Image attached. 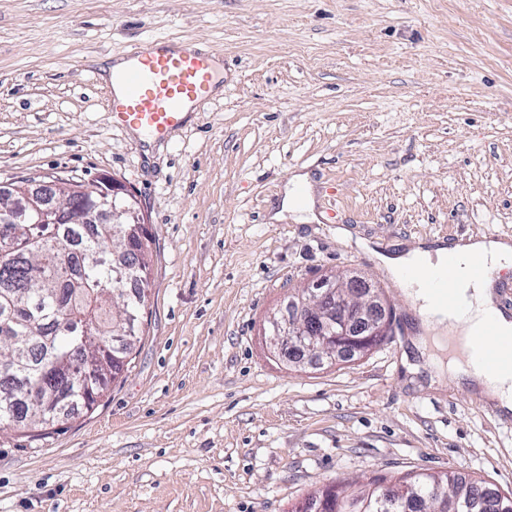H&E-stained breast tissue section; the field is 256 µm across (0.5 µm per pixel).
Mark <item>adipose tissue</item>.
<instances>
[{
  "label": "adipose tissue",
  "instance_id": "adipose-tissue-1",
  "mask_svg": "<svg viewBox=\"0 0 512 512\" xmlns=\"http://www.w3.org/2000/svg\"><path fill=\"white\" fill-rule=\"evenodd\" d=\"M457 257L453 283L463 297L461 314H449L445 318H429L430 299L420 290H408L407 295L419 315L423 317L426 330L417 348L426 359L430 380L445 377L467 380L471 386L480 391L493 394L502 412L512 411V378L507 376L492 377L487 372L474 367L469 358L470 348L475 337L483 333V325L489 310H492L488 283L470 275L474 258H481L489 267L507 269L512 267V244L499 240H477L455 249L436 247L417 249L396 256L384 257V265L394 273H401L408 268L429 269L438 266L448 253ZM464 323L462 338L457 339L454 348H447V336L440 329L445 324Z\"/></svg>",
  "mask_w": 512,
  "mask_h": 512
}]
</instances>
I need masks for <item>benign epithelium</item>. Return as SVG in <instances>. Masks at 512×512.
Here are the masks:
<instances>
[{
  "label": "benign epithelium",
  "mask_w": 512,
  "mask_h": 512,
  "mask_svg": "<svg viewBox=\"0 0 512 512\" xmlns=\"http://www.w3.org/2000/svg\"><path fill=\"white\" fill-rule=\"evenodd\" d=\"M56 182L29 181L21 200L0 216V237L13 232V224H57L68 219L75 224H113L129 236L126 224H142L144 217L136 200L122 206L113 203L126 188L110 174L96 179L95 195H85L82 208L65 210L56 197ZM322 292L312 300L297 303L293 317L271 323L272 345L279 353L306 350L316 360H335L361 354L377 345L390 331L385 303L378 291L356 276L325 278Z\"/></svg>",
  "instance_id": "1"
}]
</instances>
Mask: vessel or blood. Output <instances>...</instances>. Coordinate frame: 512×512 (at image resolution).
Segmentation results:
<instances>
[{
  "instance_id": "vessel-or-blood-1",
  "label": "vessel or blood",
  "mask_w": 512,
  "mask_h": 512,
  "mask_svg": "<svg viewBox=\"0 0 512 512\" xmlns=\"http://www.w3.org/2000/svg\"><path fill=\"white\" fill-rule=\"evenodd\" d=\"M125 67L108 84L107 110L115 123L161 136L179 127L191 104L211 95L216 71L212 58L199 49L169 41H153L130 49ZM451 265L437 270L407 269L401 283L425 289L437 312L459 308L452 288ZM496 313H488L485 333L490 343L472 353L482 368L512 373V338L496 335Z\"/></svg>"
}]
</instances>
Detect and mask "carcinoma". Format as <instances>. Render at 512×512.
I'll return each instance as SVG.
<instances>
[{
	"mask_svg": "<svg viewBox=\"0 0 512 512\" xmlns=\"http://www.w3.org/2000/svg\"><path fill=\"white\" fill-rule=\"evenodd\" d=\"M20 236L0 245V430L49 425L46 409L92 408L103 395L96 380L112 374V349L131 361L143 329L126 334V299L112 283L114 256L140 253L149 269L151 239L141 228L131 244L98 224H21ZM483 494L492 512H512V497L455 475L416 476L392 490L382 512H467Z\"/></svg>",
	"mask_w": 512,
	"mask_h": 512,
	"instance_id": "obj_1",
	"label": "carcinoma"
}]
</instances>
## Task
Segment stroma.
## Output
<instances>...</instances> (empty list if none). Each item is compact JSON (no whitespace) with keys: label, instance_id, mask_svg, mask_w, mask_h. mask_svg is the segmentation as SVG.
Here are the masks:
<instances>
[{"label":"stroma","instance_id":"obj_1","mask_svg":"<svg viewBox=\"0 0 512 512\" xmlns=\"http://www.w3.org/2000/svg\"><path fill=\"white\" fill-rule=\"evenodd\" d=\"M158 37L211 51L224 91L148 143L94 61ZM102 173L152 237L145 333L94 410L0 434V512H297L409 473L512 495V413L412 372L380 262L512 242V0H0V183ZM301 174L315 221H274ZM336 273L380 292L389 336L288 364L264 323Z\"/></svg>","mask_w":512,"mask_h":512}]
</instances>
